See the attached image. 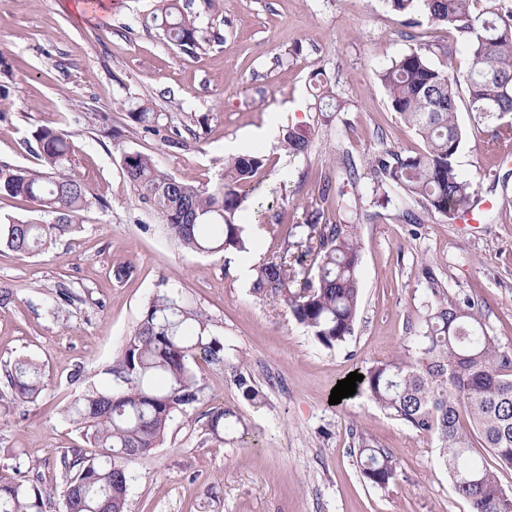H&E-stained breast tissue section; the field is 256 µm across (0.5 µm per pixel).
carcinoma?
<instances>
[{"label":"carcinoma","instance_id":"1","mask_svg":"<svg viewBox=\"0 0 512 512\" xmlns=\"http://www.w3.org/2000/svg\"><path fill=\"white\" fill-rule=\"evenodd\" d=\"M156 0L143 22H151L166 41L197 48L207 41L202 19L214 14L216 0ZM397 15H420L453 30L469 61L462 78L435 67L420 46L383 66L377 74L392 110L421 137L414 155L382 150L366 160L380 195L395 184L422 211L446 218L469 208L473 184L457 170L455 155L463 133L456 120L460 92L468 111L480 120L512 112V0H384ZM318 110L339 108L336 92L318 84ZM128 117L145 133L158 131L164 115L152 103L134 104ZM39 168L0 164V195L21 196L45 221L9 218L0 222V247L21 258L81 228L88 205L86 184L71 172L72 146L66 135L49 127L34 132ZM284 149L301 155L309 135L295 128L282 133ZM265 167L258 152L224 162V175L212 188L161 171L154 158L140 152L123 159V174L138 200L161 219L171 239L197 253L246 249L241 215L247 211L254 177ZM362 246L347 224H295L280 254L254 268L251 290L272 297L324 347L353 335L360 303L358 268ZM309 263L312 278L297 281L295 266ZM428 310L408 337L407 353L362 372L356 391L388 415L437 439L438 461L469 512H512V494L496 470L473 455L474 444L487 448L501 466L512 468V354L503 350L484 322L482 306L470 296L450 297L432 269ZM224 364V343L210 330V319L171 289L149 299L143 316L121 354L112 362L117 388L91 390L67 409L83 433L87 448L59 457L66 512H125L132 481L130 464L161 445L171 422L186 416L203 397L194 365ZM233 381L253 406L263 403L244 361L229 365ZM8 391L0 409L36 399L43 390L40 366L19 358L4 367ZM240 418L233 410L213 407L203 425L207 437L222 441L224 430ZM363 479L386 489L399 478L392 454L364 434L356 441ZM57 490L26 480L0 484V512H46Z\"/></svg>","mask_w":512,"mask_h":512}]
</instances>
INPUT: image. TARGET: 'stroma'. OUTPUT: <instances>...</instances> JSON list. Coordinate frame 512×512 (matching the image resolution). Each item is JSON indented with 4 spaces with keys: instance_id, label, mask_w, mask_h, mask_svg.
Listing matches in <instances>:
<instances>
[{
    "instance_id": "obj_1",
    "label": "stroma",
    "mask_w": 512,
    "mask_h": 512,
    "mask_svg": "<svg viewBox=\"0 0 512 512\" xmlns=\"http://www.w3.org/2000/svg\"><path fill=\"white\" fill-rule=\"evenodd\" d=\"M78 0H0V163L36 168L32 134L65 130L72 171L88 185L79 231L21 259L0 249V368L36 361L44 389L36 400L0 416V482L27 478L59 487L61 452L84 446L66 408L87 390L113 386L109 368L164 288L178 290L211 320L224 359L244 362L262 392L253 407L229 371L199 364L205 399L177 418L163 444L132 465L125 512H469L436 459L437 442L362 395L333 405L337 382L403 354L423 319L432 268L449 295L483 306L488 330L512 352V112L479 121L459 107L463 141L457 168L478 201H490L475 224L421 214L392 186L387 208L373 206L369 175L349 181L347 159L363 164L390 149L405 155L423 142L392 111L377 73L416 44L430 62L464 73L468 54L452 31L420 22L406 27L384 0H221L205 23L216 40L195 50L132 25L149 0H112L93 17ZM336 89L331 119L318 110L311 73ZM151 100L164 118L157 133L127 116ZM311 130L307 154L289 156L267 126ZM181 146H171L172 138ZM266 159L249 202L247 249L200 254L178 248L160 219L135 197L122 173L129 152L151 155L159 168L209 188L230 153ZM336 183L321 197V176ZM323 212L351 224L362 243L361 304L353 336L327 349L278 301L255 296L243 263L275 256L287 231ZM131 265L117 281L113 270ZM69 291L73 300H62ZM235 411L258 445L203 432L205 414ZM365 433L388 449L399 479L380 489L363 480L354 442ZM219 499L206 504L209 485Z\"/></svg>"
}]
</instances>
